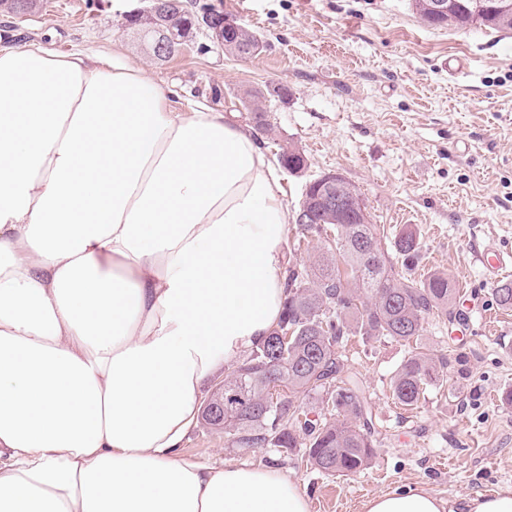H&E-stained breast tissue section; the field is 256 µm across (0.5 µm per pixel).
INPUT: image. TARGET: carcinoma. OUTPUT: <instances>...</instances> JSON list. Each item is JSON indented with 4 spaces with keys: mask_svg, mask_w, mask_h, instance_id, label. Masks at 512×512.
Returning <instances> with one entry per match:
<instances>
[{
    "mask_svg": "<svg viewBox=\"0 0 512 512\" xmlns=\"http://www.w3.org/2000/svg\"><path fill=\"white\" fill-rule=\"evenodd\" d=\"M164 3L165 20L177 32L167 51L171 58L196 32L195 15L185 0ZM496 5L497 0H453L448 15L432 17L423 0L413 3L430 26L494 30ZM243 40L254 45L249 57L263 51L260 39L249 33L227 39L226 52L237 55ZM279 162L288 172L298 173L306 158L289 145L280 148ZM296 229L299 238H317L323 247L310 271L288 266L278 323L204 402L201 420L224 430L239 448L270 445L288 453L302 448L303 458L314 468L350 476L372 464L376 440L365 389L356 374L345 370L349 338L408 344L421 335L428 316L450 313L457 288L439 271L415 276L421 243L408 227L390 242L367 212L357 224H342L325 212ZM442 364L423 352L405 358L391 382L394 398L405 407L417 405L427 388L440 380ZM277 378L287 382L288 391L274 398L269 384ZM313 394L326 398L331 419L308 418L306 399Z\"/></svg>",
    "mask_w": 512,
    "mask_h": 512,
    "instance_id": "cac0c4a2",
    "label": "carcinoma"
}]
</instances>
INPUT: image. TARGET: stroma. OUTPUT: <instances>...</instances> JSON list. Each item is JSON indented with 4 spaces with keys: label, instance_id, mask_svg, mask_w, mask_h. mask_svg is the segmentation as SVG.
<instances>
[{
    "label": "stroma",
    "instance_id": "stroma-1",
    "mask_svg": "<svg viewBox=\"0 0 512 512\" xmlns=\"http://www.w3.org/2000/svg\"><path fill=\"white\" fill-rule=\"evenodd\" d=\"M211 3L257 34L263 52L240 59L198 34L158 61L125 27L140 0H43L35 13H0V36L67 54L122 51L169 94L175 109L201 101L233 123L253 125L240 98L275 82L288 97L269 103L270 160L282 146L307 158L280 170L289 209L307 183L341 174L373 223L411 225L420 271L457 287L451 321L427 319L418 341L346 347L376 416L377 448L353 476L321 473L272 448H233L223 432L196 424L178 453L221 467L267 466L295 481L311 512H364L371 497L420 485L454 501L512 488V310H502L477 254L512 251V32L433 27L412 0H192ZM442 358L440 380L415 409L393 398L391 379L416 350Z\"/></svg>",
    "mask_w": 512,
    "mask_h": 512
}]
</instances>
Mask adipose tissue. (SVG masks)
Returning a JSON list of instances; mask_svg holds the SVG:
<instances>
[{
  "mask_svg": "<svg viewBox=\"0 0 512 512\" xmlns=\"http://www.w3.org/2000/svg\"><path fill=\"white\" fill-rule=\"evenodd\" d=\"M289 222L251 130L120 55L0 43V512H310L275 469L177 454L204 381L281 315Z\"/></svg>",
  "mask_w": 512,
  "mask_h": 512,
  "instance_id": "adipose-tissue-1",
  "label": "adipose tissue"
}]
</instances>
